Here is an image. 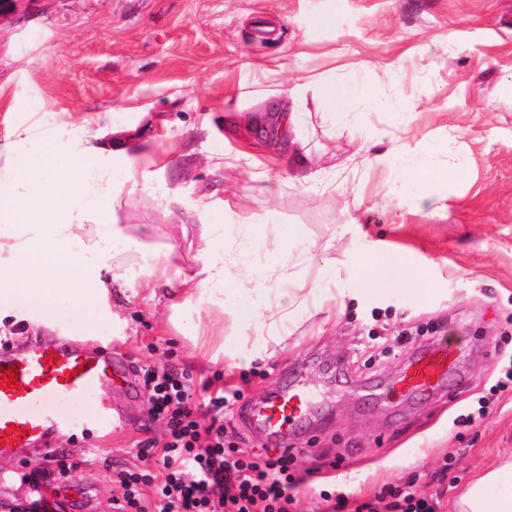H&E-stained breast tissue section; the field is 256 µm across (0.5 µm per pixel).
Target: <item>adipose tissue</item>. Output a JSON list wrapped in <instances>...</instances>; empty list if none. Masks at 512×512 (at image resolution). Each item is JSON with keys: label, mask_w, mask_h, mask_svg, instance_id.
Segmentation results:
<instances>
[{"label": "adipose tissue", "mask_w": 512, "mask_h": 512, "mask_svg": "<svg viewBox=\"0 0 512 512\" xmlns=\"http://www.w3.org/2000/svg\"><path fill=\"white\" fill-rule=\"evenodd\" d=\"M364 89L342 82L322 81L317 98L330 108L331 123L346 120L351 101L366 99ZM34 132L28 127L10 129L0 148V311L26 307L45 314L61 313L86 335L97 329L91 316L106 305L111 289L130 288L121 255L139 251V243L123 225L109 222L110 195L101 183L114 165L131 166L128 146L132 134L114 137L111 151L90 143L86 127H73L68 137L43 135L36 157L26 153ZM224 229V215L210 213L200 225L202 238L213 245L199 265L158 277L150 297L165 295L175 309L223 307L235 284L249 283L263 296L260 304L233 308L232 318L241 331L232 344L216 332L212 362L230 358L234 365L254 359L249 338L277 346L291 334L311 308H326L329 315L343 312L347 300L372 291H386L397 280L385 260L375 258L368 273L352 288L307 287L304 278L284 276V269L306 265L324 267L326 246L308 240L289 228L282 242L281 263L265 276L244 265L229 271L224 247L216 238ZM112 271L103 281L102 268ZM287 287H280V280ZM454 512H512V461L507 460L474 478L454 503Z\"/></svg>", "instance_id": "adipose-tissue-1"}]
</instances>
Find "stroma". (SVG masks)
Returning a JSON list of instances; mask_svg holds the SVG:
<instances>
[{"label":"stroma","mask_w":512,"mask_h":512,"mask_svg":"<svg viewBox=\"0 0 512 512\" xmlns=\"http://www.w3.org/2000/svg\"><path fill=\"white\" fill-rule=\"evenodd\" d=\"M367 85L347 122L332 125L308 78ZM306 84L298 129L309 149L276 139L274 116ZM88 122L94 145L113 129H149L148 180L115 167L112 218L190 267L205 250L186 224L224 213L228 259L270 268L271 230L296 226L330 242L323 285L349 288L360 260L389 257L407 284L348 302L325 333L321 314L302 321L274 358L235 367L212 363L216 313L174 326L170 302L111 296L119 329L103 328L87 349L111 348L132 364L135 391L114 385L76 414L98 419L107 401L117 428L57 443L68 471L45 489L89 486L83 512H111L115 472L146 463L140 442L164 435L148 417L143 367L165 364L196 386L235 387L224 444L258 456L288 455L308 479L294 512H321L322 491L365 500L414 482L418 495L454 502L476 475L512 457V392L484 417L456 428L512 357V0H0V138L17 126ZM447 168L431 184L411 169ZM317 177L298 182V170ZM407 342H399L398 334ZM63 322L33 323L28 311L0 316V344L36 336L67 339ZM448 342L466 385L401 398L390 386L432 338ZM321 415L288 448L258 434L245 411L292 383ZM42 455L0 459V498L32 496L20 468Z\"/></svg>","instance_id":"35a3bbf8"}]
</instances>
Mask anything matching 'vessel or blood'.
Segmentation results:
<instances>
[{
    "label": "vessel or blood",
    "instance_id": "b4317fda",
    "mask_svg": "<svg viewBox=\"0 0 512 512\" xmlns=\"http://www.w3.org/2000/svg\"><path fill=\"white\" fill-rule=\"evenodd\" d=\"M453 352L436 340L416 357L396 381L404 394L436 392L453 368ZM16 371L15 387L5 384ZM127 378L125 366L107 350L38 338L22 351H0V458H22L53 450L61 432L72 424L70 409L88 394ZM312 403L301 385H291L251 405L252 426L287 445L309 421Z\"/></svg>",
    "mask_w": 512,
    "mask_h": 512
}]
</instances>
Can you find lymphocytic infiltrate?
Here are the masks:
<instances>
[{"instance_id":"1","label":"lymphocytic infiltrate","mask_w":512,"mask_h":512,"mask_svg":"<svg viewBox=\"0 0 512 512\" xmlns=\"http://www.w3.org/2000/svg\"><path fill=\"white\" fill-rule=\"evenodd\" d=\"M144 383L149 418L164 423L165 434L144 442L140 456L162 464L166 475L152 487L143 475L119 472L122 492L112 502L122 512H290V490L304 477L291 472L287 456L258 457L224 445V413L239 390L203 383L204 422L192 407L190 383L173 369L147 367Z\"/></svg>"}]
</instances>
